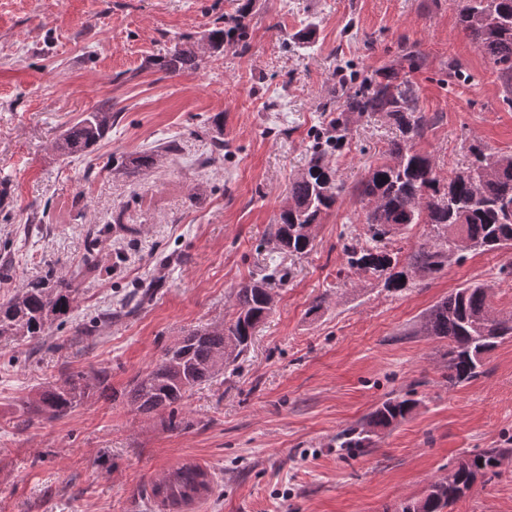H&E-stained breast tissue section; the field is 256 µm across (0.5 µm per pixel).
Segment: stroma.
<instances>
[{
  "mask_svg": "<svg viewBox=\"0 0 512 512\" xmlns=\"http://www.w3.org/2000/svg\"><path fill=\"white\" fill-rule=\"evenodd\" d=\"M238 3L0 0V262L12 267L0 300L46 267L72 275L90 229H108L68 324L37 351L0 341V512H154L151 484L187 460L214 477L203 512H397L460 457L512 440V338L452 387L446 341L418 332L432 305L474 282L512 314V249L465 252L400 293L345 267L366 210L355 189L396 135L381 116L350 115L329 157L341 198L311 252L281 256L288 279L234 372L189 393L187 429L131 404L166 347L229 320L234 289L264 274L269 230L311 132L342 110V79L391 70L413 83L437 118L416 147L440 179L466 166L470 144L512 153V96L460 26L461 0H253L244 53L205 49L178 74L152 67ZM99 109L118 116L94 151L56 154L61 132ZM215 135L229 152L211 163ZM174 139L179 151L148 173L112 168ZM157 276L152 303L77 338L111 297ZM91 369L108 378L69 416L23 413L46 382ZM396 395L417 400L410 417L376 447L337 448L339 431ZM450 512H512V459Z\"/></svg>",
  "mask_w": 512,
  "mask_h": 512,
  "instance_id": "35a3bbf8",
  "label": "stroma"
}]
</instances>
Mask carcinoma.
<instances>
[{
  "instance_id": "cac0c4a2",
  "label": "carcinoma",
  "mask_w": 512,
  "mask_h": 512,
  "mask_svg": "<svg viewBox=\"0 0 512 512\" xmlns=\"http://www.w3.org/2000/svg\"><path fill=\"white\" fill-rule=\"evenodd\" d=\"M251 0H243L235 14L224 18V25L209 31V49L224 53L242 52L249 39L248 17ZM489 11L496 23L480 26L473 16ZM460 23L469 38L493 64L498 79L512 92V0H465ZM195 44L185 41L156 59L153 65L168 73L196 70L200 67ZM344 111L361 115L385 116L399 131L382 158L357 187L364 201L375 198L379 205L365 213V241L351 239L343 252L349 269H365L386 277L384 286L401 291L410 286L402 280L407 270L426 275L437 273L447 262L446 253L458 236L474 243V250L497 251L512 247V154L495 153L479 145L469 146L466 168L441 182L433 159L415 148V140L433 124L434 118L421 112L414 85L388 76L374 77L345 96ZM112 128V112H90L55 141L53 150L61 156L86 155ZM335 134L316 138L307 166L288 188L290 205L284 208L270 233L271 251L278 254L306 255L313 240L302 233L308 225L320 222L321 215L332 209L343 193L336 183V171L326 162L331 151L342 147L350 132L343 116L333 124ZM177 145L169 141L157 149L126 155L117 161L131 173H143L156 165L160 152H170ZM429 224L435 235L411 252L404 265L388 250L387 244L399 227ZM283 278L278 266H271L257 280L238 285L233 294L234 313L230 321L188 332L176 344L165 349L161 360L145 375L137 378L130 390L135 408L144 414H168L164 420L170 430L183 427L178 408L195 387L229 369L251 345L256 328L271 312L266 290ZM161 286L156 277L118 304L102 313L105 323L112 318L129 316L151 300ZM78 294L75 276L68 279L53 268L43 276L21 284L0 302V339L14 338L37 343L55 325L66 323ZM501 318L490 302L489 288L469 284L456 289L433 305L425 314L430 336L448 341V385L456 386L476 377L487 356L503 337L484 333ZM106 372L77 373L63 376L23 403L28 414L58 419L88 400L104 383ZM417 407V401L405 396L388 397L359 424L336 434L338 448H371L380 435L392 430ZM512 448H486L460 458V464L446 483H429L430 492L409 501L402 512H444L458 500L456 487L470 489L474 474L496 473ZM209 485L203 469L179 466L154 484L152 493L173 502L185 500Z\"/></svg>"
}]
</instances>
